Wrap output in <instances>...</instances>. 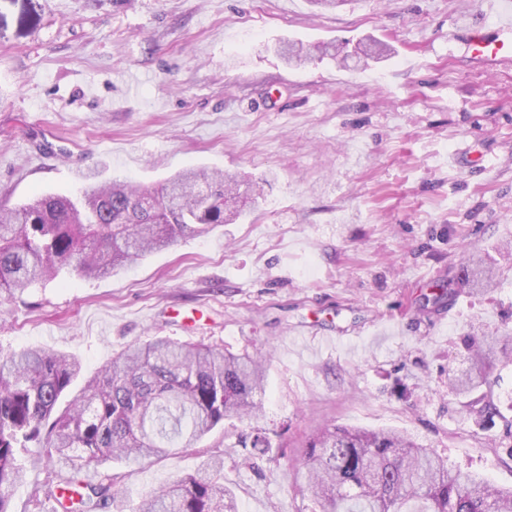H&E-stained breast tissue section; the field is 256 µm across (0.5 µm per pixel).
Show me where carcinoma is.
I'll return each mask as SVG.
<instances>
[{
  "instance_id": "obj_1",
  "label": "carcinoma",
  "mask_w": 512,
  "mask_h": 512,
  "mask_svg": "<svg viewBox=\"0 0 512 512\" xmlns=\"http://www.w3.org/2000/svg\"><path fill=\"white\" fill-rule=\"evenodd\" d=\"M387 44L369 40L361 58ZM259 195L221 172L186 169L158 189L93 177L74 194L43 193L0 210V300L73 274L110 277L176 239L209 233L243 212L227 201ZM493 270L468 256L461 278L490 288ZM467 365L448 370V386L467 393L489 383L485 342L469 335ZM81 372L65 353L0 350V512L25 476L21 448H41L69 471L64 512H236L224 485V460L178 477L128 504L106 473L112 462L144 465L169 455L176 437L199 441L224 420L252 421L261 410L260 354L236 356L203 345L156 338L135 343L86 381L63 409L60 399ZM306 488L317 512H512V490L448 467L423 444L395 430L326 425L306 443Z\"/></svg>"
}]
</instances>
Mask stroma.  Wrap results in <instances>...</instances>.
<instances>
[{
	"label": "stroma",
	"mask_w": 512,
	"mask_h": 512,
	"mask_svg": "<svg viewBox=\"0 0 512 512\" xmlns=\"http://www.w3.org/2000/svg\"><path fill=\"white\" fill-rule=\"evenodd\" d=\"M481 2L0 0V204L88 175L155 187L191 166L262 188L237 223L0 305V349L71 354L87 378L153 336L266 356L257 423L113 465L129 500L220 453L239 512H314L302 445L329 422L403 431L512 488V67L465 52ZM370 39L392 53L361 69L277 53ZM472 252L495 288L423 308ZM471 333L495 341L486 421L448 389ZM256 425L268 454L246 445ZM25 468L12 512L65 476Z\"/></svg>",
	"instance_id": "35a3bbf8"
}]
</instances>
